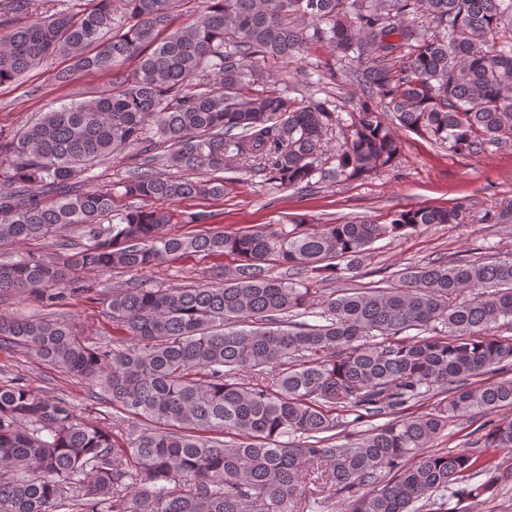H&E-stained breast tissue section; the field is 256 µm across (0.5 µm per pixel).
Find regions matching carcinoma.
Wrapping results in <instances>:
<instances>
[{"label": "carcinoma", "mask_w": 512, "mask_h": 512, "mask_svg": "<svg viewBox=\"0 0 512 512\" xmlns=\"http://www.w3.org/2000/svg\"><path fill=\"white\" fill-rule=\"evenodd\" d=\"M115 2L0 36V85L54 56L71 61L68 76L136 62L100 95L0 137V247L51 240L61 249L0 263V295L62 306L94 292L91 273L136 276L189 253L235 265L194 286L113 289L108 311L124 331L113 342L90 343L49 314H0V346L89 382L95 398L135 420L120 443L65 397L19 377L0 384V512H300L311 477L344 496L347 512H419L437 498L460 504L511 486L512 462L431 453L428 443L454 419L512 408V378L482 381L512 366V338L487 334L512 319V259L407 266L385 287L341 290L315 324L290 320L310 307L309 283L355 273L380 239L460 223V206L401 210L385 224L185 235L164 232L168 211L120 209L112 189L79 184L149 130L172 147L171 173H136L126 197H220L224 180L212 174L242 169L288 187L317 174L356 181L402 149L369 105L375 96L401 126L452 151L512 143V0H205L176 29V0ZM418 13L431 26L408 21ZM310 40L366 56L367 101L348 123L325 102L252 88L257 62H286ZM335 128L343 139L328 154ZM271 263L304 279L274 277ZM409 329L421 335L398 338ZM429 394L443 398L403 414ZM338 411L389 420L338 445ZM481 444L512 451V418L490 422Z\"/></svg>", "instance_id": "obj_1"}]
</instances>
